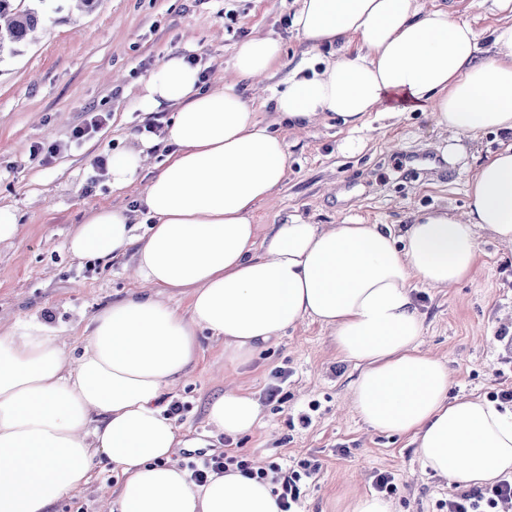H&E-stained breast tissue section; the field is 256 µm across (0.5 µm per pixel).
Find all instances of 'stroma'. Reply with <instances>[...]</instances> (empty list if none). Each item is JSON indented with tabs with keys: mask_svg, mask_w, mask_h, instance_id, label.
<instances>
[{
	"mask_svg": "<svg viewBox=\"0 0 512 512\" xmlns=\"http://www.w3.org/2000/svg\"><path fill=\"white\" fill-rule=\"evenodd\" d=\"M298 0H97L95 8L72 14L67 0H52L41 39L0 56V207L10 208L18 234L0 244V331L18 324L49 322L71 355L78 337L104 306L136 289L128 273L132 256L115 260L78 258L68 249L77 224L91 211L112 205L137 206L148 180L164 161L152 152L150 166L126 190H113L94 160L115 159L137 145L138 127L149 122L137 107L142 82L167 54L199 58L200 68L218 79L231 71L237 44L251 34H269L283 45L276 75L260 90H247L259 119L273 114L265 102L284 87L289 71L311 58L308 44L289 20ZM106 112L108 124L63 154L31 158L34 146L65 142L88 110ZM327 117L301 131L284 130L288 176L274 208H259V224H386L400 230L420 209L445 206L463 215L465 184L474 167L506 141L485 132L464 140L467 156L456 167L440 160L451 140L428 111L414 109L395 118L370 113L355 133L364 142L356 153L342 142L353 135ZM430 155V162L401 175L396 155ZM477 275L482 291L462 281L442 290L414 281L424 327L423 351L444 361L450 396L489 398L512 385V354L497 339L512 324V248L477 231ZM199 358L159 401L185 410L173 416L181 441L208 452L231 448L257 462L286 463L317 457L322 468L300 484V512H346L357 495L372 493V476L395 475L387 500L395 512H437L438 500L454 485L424 468L409 437L375 431L354 413L340 414L359 374L354 362L337 356L318 323L288 329L276 345L246 360L224 361L223 340L201 333ZM289 371L279 399L266 389L276 369ZM234 387L262 406L261 423L230 437L207 421L209 401ZM317 411H310V404ZM310 421L298 422L301 414ZM120 469L101 460L96 477L81 491L57 502L53 512H118L116 499L101 497V486L119 489Z\"/></svg>",
	"mask_w": 512,
	"mask_h": 512,
	"instance_id": "35a3bbf8",
	"label": "stroma"
}]
</instances>
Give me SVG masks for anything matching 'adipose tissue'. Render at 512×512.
I'll use <instances>...</instances> for the list:
<instances>
[{
    "mask_svg": "<svg viewBox=\"0 0 512 512\" xmlns=\"http://www.w3.org/2000/svg\"><path fill=\"white\" fill-rule=\"evenodd\" d=\"M293 29L311 47L273 99L275 121L300 131L335 116L358 129L371 112L394 116L396 93L428 110L454 137L512 135V23L479 41L469 21L423 0H300ZM279 39L257 34L235 51L232 73L209 89L178 56L143 82V112L168 111L170 151L139 210H94L69 240L74 256L132 255L137 290L97 312L81 353L55 329L0 333V512H50L88 485L98 456L121 468L120 512H280L270 483L238 472L190 482L169 458L180 436L158 407L198 359V333L246 359L304 320L328 330L337 355L356 362L347 408L373 429L410 436L436 476L476 487L512 474V414L449 398L447 366L421 350L413 279L445 288L474 281L476 229L512 247V142L467 182V211L412 214L400 234L385 224H259L288 170L286 143L259 120L240 86L274 76ZM152 225L138 236L139 215ZM178 290L179 310L163 301ZM261 406L238 389L208 405L228 436L251 432Z\"/></svg>",
    "mask_w": 512,
    "mask_h": 512,
    "instance_id": "adipose-tissue-1",
    "label": "adipose tissue"
}]
</instances>
